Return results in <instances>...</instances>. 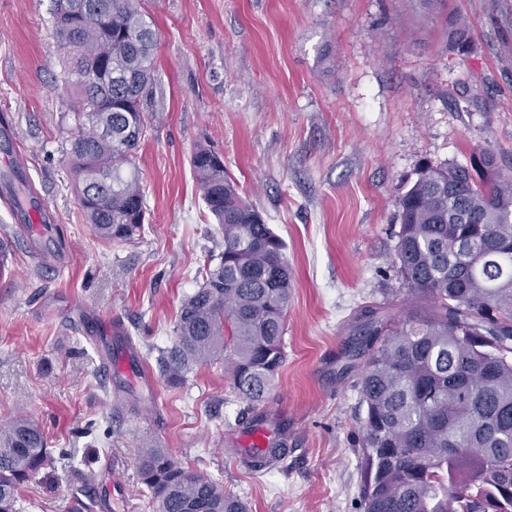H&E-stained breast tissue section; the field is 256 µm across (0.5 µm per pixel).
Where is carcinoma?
Listing matches in <instances>:
<instances>
[{
    "label": "carcinoma",
    "mask_w": 512,
    "mask_h": 512,
    "mask_svg": "<svg viewBox=\"0 0 512 512\" xmlns=\"http://www.w3.org/2000/svg\"><path fill=\"white\" fill-rule=\"evenodd\" d=\"M57 45L76 89L78 133L65 143L86 223L107 243L146 220L135 167L145 137L158 34L141 0H54ZM453 50L470 43L456 18ZM203 203L224 238L202 285L181 303L160 376L181 386L195 365L227 362L239 398L258 404L286 361L292 272L284 241L240 193L223 158L191 157ZM395 264L408 297L353 317L340 374L359 372L361 512H512V176L494 151L426 165L397 199ZM286 449L243 450L255 470ZM53 463L26 415L0 425V512ZM153 512H246L244 503L162 448L140 461Z\"/></svg>",
    "instance_id": "cac0c4a2"
}]
</instances>
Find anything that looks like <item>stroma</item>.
<instances>
[{"mask_svg":"<svg viewBox=\"0 0 512 512\" xmlns=\"http://www.w3.org/2000/svg\"><path fill=\"white\" fill-rule=\"evenodd\" d=\"M159 34L148 125L136 165L141 236L100 240L86 224L62 149L75 133L73 88L52 0H0V127L29 157L30 192L51 208L63 266L19 245L0 277V425L24 412L70 459L21 492L23 512H81L82 478L125 480L114 512H150L139 461L163 448L238 495L247 512H360L357 374L335 360L361 306L406 298L393 261L396 200L426 164L489 148L512 175V0H143ZM464 18L471 50L448 42ZM220 153L242 195L282 237L292 269L287 359L249 407L223 362L182 387L106 375L119 326L156 371L180 303L224 239L190 166ZM263 422L286 448L277 466L241 462V431Z\"/></svg>","mask_w":512,"mask_h":512,"instance_id":"1","label":"stroma"}]
</instances>
